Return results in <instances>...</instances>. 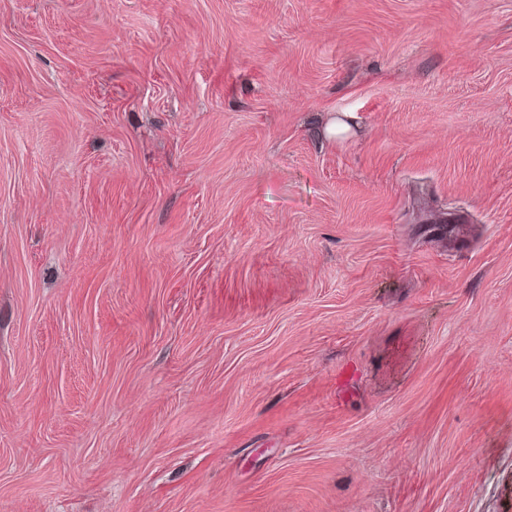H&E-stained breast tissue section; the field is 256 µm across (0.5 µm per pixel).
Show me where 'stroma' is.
Wrapping results in <instances>:
<instances>
[{
    "label": "stroma",
    "mask_w": 512,
    "mask_h": 512,
    "mask_svg": "<svg viewBox=\"0 0 512 512\" xmlns=\"http://www.w3.org/2000/svg\"><path fill=\"white\" fill-rule=\"evenodd\" d=\"M0 512H512V0H0Z\"/></svg>",
    "instance_id": "35a3bbf8"
}]
</instances>
